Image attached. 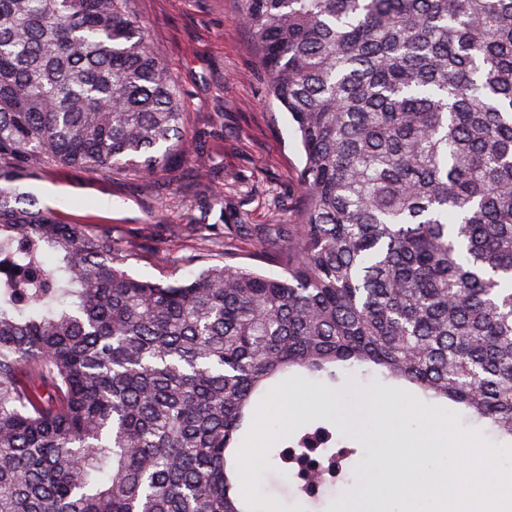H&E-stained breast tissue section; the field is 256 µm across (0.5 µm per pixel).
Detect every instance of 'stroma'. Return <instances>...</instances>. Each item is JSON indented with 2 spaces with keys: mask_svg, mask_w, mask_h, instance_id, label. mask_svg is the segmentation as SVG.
Masks as SVG:
<instances>
[{
  "mask_svg": "<svg viewBox=\"0 0 512 512\" xmlns=\"http://www.w3.org/2000/svg\"><path fill=\"white\" fill-rule=\"evenodd\" d=\"M135 9L149 28L152 51L178 82L189 133L214 158L215 177L201 179L185 168L173 183L163 176L112 179L58 166L27 190L65 221L110 229L125 249L130 274L168 282L186 277L187 257L207 245L203 236L180 231L198 219L201 195L224 199L223 215L209 218L213 224L289 223L302 152L241 19V0H135ZM289 383L330 398V406L307 421L335 426L358 454L325 490L319 509L295 499L269 465L254 476L256 494L274 512H390L392 504L372 472L382 448L377 421L391 395H398L403 408L414 391L348 372L333 384L300 374Z\"/></svg>",
  "mask_w": 512,
  "mask_h": 512,
  "instance_id": "1",
  "label": "stroma"
}]
</instances>
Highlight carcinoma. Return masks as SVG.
Returning <instances> with one entry per match:
<instances>
[{
	"label": "carcinoma",
	"mask_w": 512,
	"mask_h": 512,
	"mask_svg": "<svg viewBox=\"0 0 512 512\" xmlns=\"http://www.w3.org/2000/svg\"><path fill=\"white\" fill-rule=\"evenodd\" d=\"M304 152L282 272L142 280L24 190L193 150L133 0H0V512H264L226 461L290 373L361 370L512 438V0H243ZM274 456L311 503L357 453Z\"/></svg>",
	"instance_id": "carcinoma-1"
}]
</instances>
